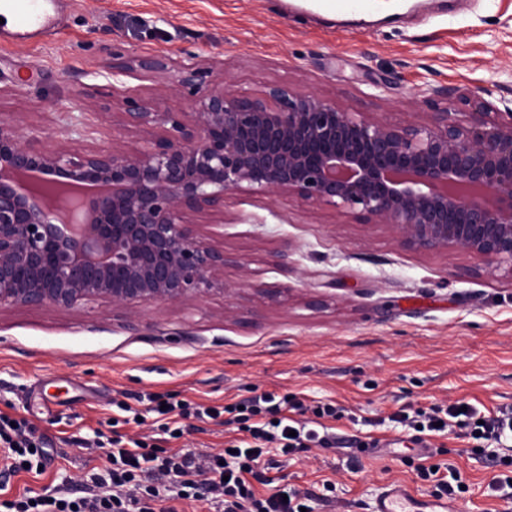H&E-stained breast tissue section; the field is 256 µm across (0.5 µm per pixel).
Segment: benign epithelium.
<instances>
[{
  "label": "benign epithelium",
  "instance_id": "1",
  "mask_svg": "<svg viewBox=\"0 0 512 512\" xmlns=\"http://www.w3.org/2000/svg\"><path fill=\"white\" fill-rule=\"evenodd\" d=\"M168 72L112 55V71ZM193 112L124 113L146 138L110 150L47 148L0 119V308L189 304L224 291V196L276 193L342 208L418 252L457 250L512 278V109L476 87L467 120L358 118L315 94L260 97L187 65L170 88Z\"/></svg>",
  "mask_w": 512,
  "mask_h": 512
}]
</instances>
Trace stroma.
I'll use <instances>...</instances> for the list:
<instances>
[{
	"label": "stroma",
	"mask_w": 512,
	"mask_h": 512,
	"mask_svg": "<svg viewBox=\"0 0 512 512\" xmlns=\"http://www.w3.org/2000/svg\"><path fill=\"white\" fill-rule=\"evenodd\" d=\"M403 4L381 18H335L300 0H56L53 35L20 41L0 24V118L45 146L108 149L132 137L127 100L194 110L168 77L113 73L116 53L175 69L220 60L239 93L285 84L394 125L466 111L457 91L473 84L512 107V0ZM427 85L455 94L428 102L418 95ZM206 231L247 262L225 267V293L188 305L0 309V413L26 420L46 451L42 473L0 476V501L47 486L79 495L105 457L93 445L100 431L200 455L240 436L236 425L192 418L169 438L147 395L227 405L269 391L343 409L326 423L330 446L289 458L266 450L278 463L268 477L312 492L313 512H371L398 481L432 495L420 464L461 473L462 512H502L490 484L512 473V451L477 454L471 440L430 434L427 455L405 463L394 453L413 432L390 417L406 405L512 406V278L458 251L404 249L384 226L274 193L227 195L223 224ZM126 405L142 424L123 423ZM361 440L378 450L360 452Z\"/></svg>",
	"instance_id": "obj_1"
}]
</instances>
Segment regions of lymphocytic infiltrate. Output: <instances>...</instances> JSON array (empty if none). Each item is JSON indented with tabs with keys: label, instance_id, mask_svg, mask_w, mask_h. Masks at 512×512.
<instances>
[{
	"label": "lymphocytic infiltrate",
	"instance_id": "1",
	"mask_svg": "<svg viewBox=\"0 0 512 512\" xmlns=\"http://www.w3.org/2000/svg\"><path fill=\"white\" fill-rule=\"evenodd\" d=\"M153 401L163 407L164 432H171L174 425L192 416L215 420L227 414L243 436L225 448L223 455L212 456L204 463L190 451L162 459L156 446L120 436L112 439L105 465L90 474L84 496L71 499L61 490L48 489L0 502V512H177L168 505L166 493L142 483L143 475L157 468L174 477L180 498H194L199 490H206L218 512H301L310 500L308 493L279 488L260 498L248 477L255 474L267 444L278 443L286 456L315 445H328V436L319 432L321 422L342 416L336 404L308 406L296 396L272 392L250 397L239 405L193 407L183 401H166L161 395L154 396ZM393 420L431 433L459 428L466 437L490 444L512 438V407L486 417L476 407L458 402L426 411L406 407ZM0 445L7 450L5 471L9 474L22 471L25 463L43 455L41 439L23 420L14 422L0 416Z\"/></svg>",
	"mask_w": 512,
	"mask_h": 512
}]
</instances>
